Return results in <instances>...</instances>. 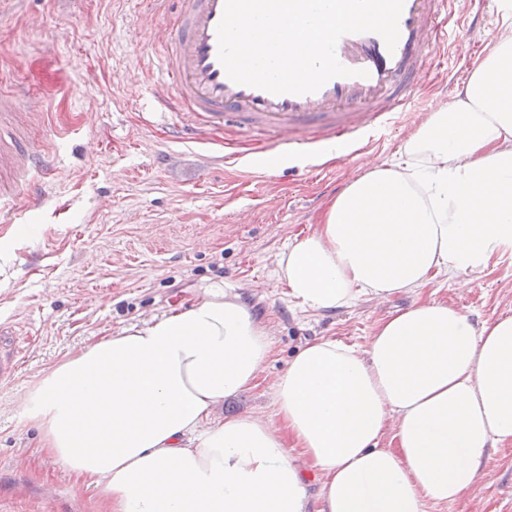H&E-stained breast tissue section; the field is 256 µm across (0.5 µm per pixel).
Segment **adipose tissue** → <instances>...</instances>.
<instances>
[{
  "label": "adipose tissue",
  "mask_w": 512,
  "mask_h": 512,
  "mask_svg": "<svg viewBox=\"0 0 512 512\" xmlns=\"http://www.w3.org/2000/svg\"><path fill=\"white\" fill-rule=\"evenodd\" d=\"M511 249L508 0L452 102L278 256L305 311L414 295L365 347L306 341L272 384L273 418L224 416L226 399L254 388L273 337L218 286L66 355L26 393L23 415L108 512H430L489 480L496 449L512 446V316L477 323L419 292Z\"/></svg>",
  "instance_id": "obj_1"
}]
</instances>
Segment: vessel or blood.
Returning a JSON list of instances; mask_svg holds the SVG:
<instances>
[{"label": "vessel or blood", "instance_id": "vessel-or-blood-1", "mask_svg": "<svg viewBox=\"0 0 512 512\" xmlns=\"http://www.w3.org/2000/svg\"><path fill=\"white\" fill-rule=\"evenodd\" d=\"M162 23L155 41L162 47L164 66L155 82L163 89L161 109L188 115L178 126L179 142L198 140L220 128L228 115L239 116L246 130L261 135V151L282 146L291 150L311 145L350 147L390 114L405 110L416 97L423 77L440 67V48L447 42L444 19L455 24L473 13V0H404L400 36L388 49L374 33L347 34L336 45L339 62L354 74L335 77L307 94H273L238 84L218 57L217 26L224 0H152ZM40 89L0 93V112L16 124L0 126V219L26 218L42 203L38 187L26 181L30 173L53 170L49 153L27 134L32 111L42 109Z\"/></svg>", "mask_w": 512, "mask_h": 512}]
</instances>
